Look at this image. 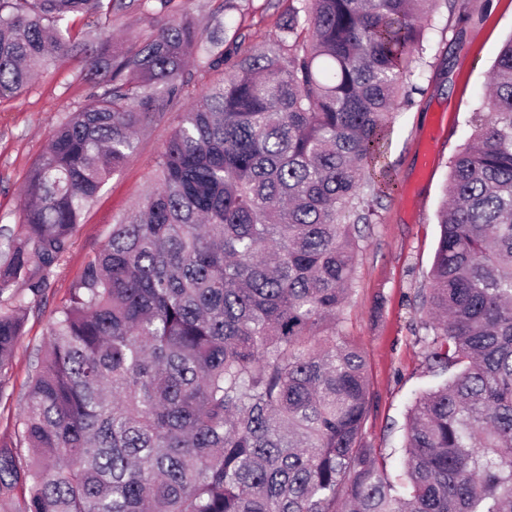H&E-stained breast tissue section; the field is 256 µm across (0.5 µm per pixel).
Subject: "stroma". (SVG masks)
Segmentation results:
<instances>
[{"label":"stroma","mask_w":512,"mask_h":512,"mask_svg":"<svg viewBox=\"0 0 512 512\" xmlns=\"http://www.w3.org/2000/svg\"><path fill=\"white\" fill-rule=\"evenodd\" d=\"M176 2L204 31L219 22L237 29L245 50L280 38L289 5L288 0H238V10L228 13L224 0ZM511 38L512 0H443L425 32L409 95L394 116L384 154L366 188L374 215L359 227L355 277L337 331L364 354L372 395L364 438L381 449L395 474L404 455L408 407L433 383L428 336L417 304L429 284L449 160L471 135L470 119L482 105L488 71ZM83 68L82 59H73L42 74L21 95L0 99V225L20 224L29 168L54 129L89 93L80 76ZM181 117V108H173L138 132L135 152L77 225L68 255L28 316L11 369L0 375V445L18 441L16 420L57 309L106 243L114 220L152 185L157 157Z\"/></svg>","instance_id":"stroma-1"}]
</instances>
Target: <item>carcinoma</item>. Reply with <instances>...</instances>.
<instances>
[{
	"instance_id": "obj_1",
	"label": "carcinoma",
	"mask_w": 512,
	"mask_h": 512,
	"mask_svg": "<svg viewBox=\"0 0 512 512\" xmlns=\"http://www.w3.org/2000/svg\"><path fill=\"white\" fill-rule=\"evenodd\" d=\"M172 0H0V98L80 55L90 85L0 225V374L77 224L179 104L224 70V27ZM440 0H289L160 152L156 184L57 311L0 448L7 512H512V39L450 160L426 317L430 372L393 477L363 425L362 353L336 335L381 154ZM152 15L143 40L109 22ZM86 20L76 31L71 19Z\"/></svg>"
}]
</instances>
